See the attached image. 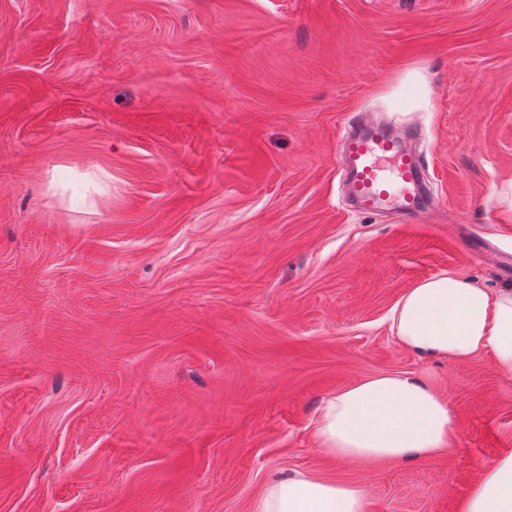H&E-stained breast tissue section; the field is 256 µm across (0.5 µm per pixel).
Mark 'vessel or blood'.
Masks as SVG:
<instances>
[{
  "instance_id": "b4317fda",
  "label": "vessel or blood",
  "mask_w": 512,
  "mask_h": 512,
  "mask_svg": "<svg viewBox=\"0 0 512 512\" xmlns=\"http://www.w3.org/2000/svg\"><path fill=\"white\" fill-rule=\"evenodd\" d=\"M340 160L351 195L362 210L390 205L405 222L431 207V196L420 184L418 159L396 131L364 124L343 136Z\"/></svg>"
}]
</instances>
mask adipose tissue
<instances>
[{
    "label": "adipose tissue",
    "instance_id": "ef3b65f1",
    "mask_svg": "<svg viewBox=\"0 0 512 512\" xmlns=\"http://www.w3.org/2000/svg\"><path fill=\"white\" fill-rule=\"evenodd\" d=\"M390 329L424 357L466 362L491 352L512 372V289L490 292L445 272L416 284L397 302ZM456 425L448 404L407 373L362 377L324 398L314 437L327 455L362 464L414 461L445 451ZM365 493L319 475L291 471L266 483L250 512H367ZM459 512H512V452L471 483Z\"/></svg>",
    "mask_w": 512,
    "mask_h": 512
}]
</instances>
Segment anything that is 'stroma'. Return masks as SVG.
<instances>
[{
  "label": "stroma",
  "mask_w": 512,
  "mask_h": 512,
  "mask_svg": "<svg viewBox=\"0 0 512 512\" xmlns=\"http://www.w3.org/2000/svg\"><path fill=\"white\" fill-rule=\"evenodd\" d=\"M411 132L437 205L351 208L341 136ZM512 0H0V512H249L273 476L458 512L512 451V373L390 330L445 271L512 287ZM444 453L318 448L372 374ZM456 425L448 404L407 373L362 377L324 398L314 437L327 455L374 464L414 461L445 451Z\"/></svg>",
  "instance_id": "stroma-1"
}]
</instances>
